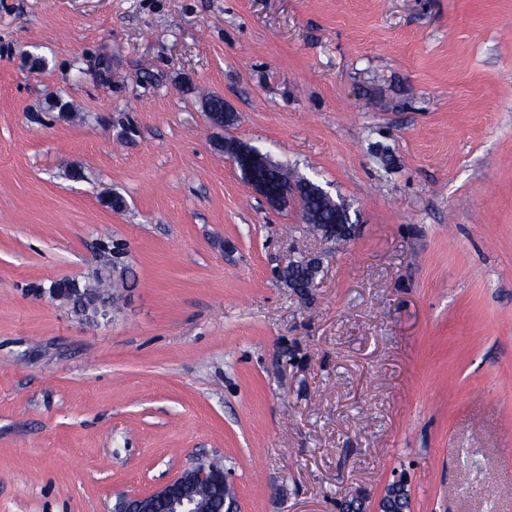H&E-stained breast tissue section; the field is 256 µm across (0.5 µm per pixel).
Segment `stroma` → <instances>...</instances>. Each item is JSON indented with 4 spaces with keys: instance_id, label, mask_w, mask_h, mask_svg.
<instances>
[{
    "instance_id": "35a3bbf8",
    "label": "stroma",
    "mask_w": 512,
    "mask_h": 512,
    "mask_svg": "<svg viewBox=\"0 0 512 512\" xmlns=\"http://www.w3.org/2000/svg\"><path fill=\"white\" fill-rule=\"evenodd\" d=\"M106 259L108 318L43 297ZM201 454L237 512H376L400 474L410 512H512V0H0V512H112ZM250 188L260 197H262L270 206L282 208L288 202L289 193L287 191H274L259 175L252 176L246 181ZM305 202V213L302 216L304 223L315 230H332L336 242L347 241L355 229L354 222H349L347 211L349 208L340 200H335L331 195H311L308 191H302ZM352 229L350 234L346 231ZM315 268H312L309 262H302L298 260H291L288 265L282 270L283 278L289 282L305 286L310 281L316 278Z\"/></svg>"
}]
</instances>
